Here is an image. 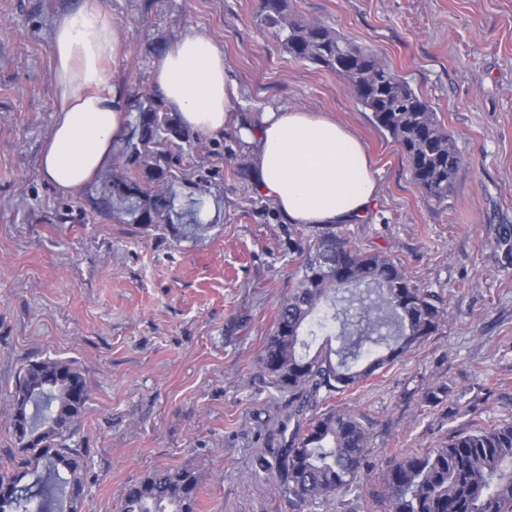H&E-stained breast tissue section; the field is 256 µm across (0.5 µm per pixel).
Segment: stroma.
Returning <instances> with one entry per match:
<instances>
[{"label": "stroma", "mask_w": 512, "mask_h": 512, "mask_svg": "<svg viewBox=\"0 0 512 512\" xmlns=\"http://www.w3.org/2000/svg\"><path fill=\"white\" fill-rule=\"evenodd\" d=\"M80 0H0V459L9 393L29 361L73 360L92 385L69 444L87 452L81 512H121L152 470L194 468L196 512H292L254 459L277 447L288 398L258 366L305 224L285 223L254 188L237 129L209 137L205 192L177 188L180 223L142 230L93 211L111 171L69 196L39 172L55 114L50 35ZM120 27L110 70L127 94L154 88L153 60L196 32L224 51L245 119L300 108L336 119L366 146L379 195L341 225L366 252L403 263L439 293L442 328L342 395L375 422L371 469L308 512H363L394 453L512 422V0H294L377 54L425 95L463 157L447 208L414 183L397 143L336 74L292 60L257 22L260 0H102ZM203 198L201 227L192 201ZM72 221L60 222L64 211ZM449 402L427 411V388ZM471 404L456 410L458 393Z\"/></svg>", "instance_id": "35a3bbf8"}]
</instances>
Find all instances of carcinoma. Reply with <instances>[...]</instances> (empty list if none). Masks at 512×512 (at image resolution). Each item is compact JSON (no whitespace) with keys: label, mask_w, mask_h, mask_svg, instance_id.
I'll use <instances>...</instances> for the list:
<instances>
[{"label":"carcinoma","mask_w":512,"mask_h":512,"mask_svg":"<svg viewBox=\"0 0 512 512\" xmlns=\"http://www.w3.org/2000/svg\"><path fill=\"white\" fill-rule=\"evenodd\" d=\"M258 24L273 33L291 59L336 73L352 89L374 124L399 145L408 170L428 200L448 207L463 157L433 104L377 55L317 21L297 19L289 0H261ZM135 104L133 137L112 165L94 210L125 214L142 229L173 223L175 186L184 157H197L206 138L185 128L152 91ZM341 302L357 304L355 319ZM340 324L339 348L310 353L302 329L321 309ZM440 296L420 288L401 262L369 253L333 225L305 238L275 325L260 354L270 384L288 396V421L272 460L281 493L296 512L358 484L367 470L374 421L335 404L344 394L399 360L443 326ZM9 433L17 455L0 462V512H58L69 501L79 512L85 451L73 436L90 400L87 380L70 360L39 359L20 371L10 392ZM448 400V387L427 389L422 405ZM45 463V475L22 481ZM382 489L366 512H512V423L457 433L437 448L399 452L380 475ZM200 478L188 468L157 469L125 489L121 512H195Z\"/></svg>","instance_id":"obj_1"}]
</instances>
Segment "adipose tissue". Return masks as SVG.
I'll return each instance as SVG.
<instances>
[{"instance_id":"1","label":"adipose tissue","mask_w":512,"mask_h":512,"mask_svg":"<svg viewBox=\"0 0 512 512\" xmlns=\"http://www.w3.org/2000/svg\"><path fill=\"white\" fill-rule=\"evenodd\" d=\"M119 26L101 0H82L54 22L51 53L58 102L40 155V173L70 194L111 166L130 134L127 101L108 66ZM155 88L182 123L206 135L236 123L238 87L222 49L191 33L154 61ZM254 185L291 224H347L369 213L379 186L362 142L332 118L301 109L270 110L242 127Z\"/></svg>"}]
</instances>
